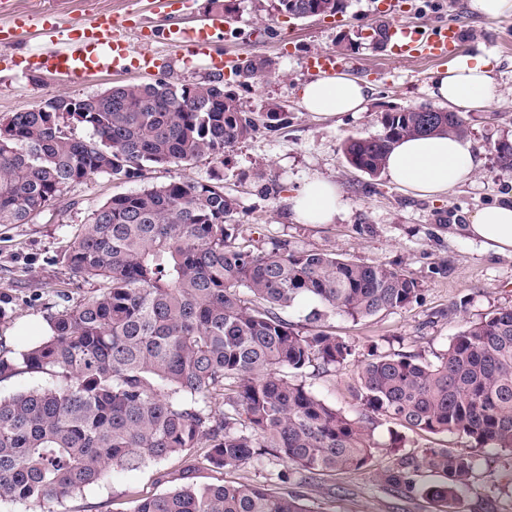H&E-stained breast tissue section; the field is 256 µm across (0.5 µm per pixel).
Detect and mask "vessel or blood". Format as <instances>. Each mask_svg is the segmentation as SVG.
<instances>
[{
	"mask_svg": "<svg viewBox=\"0 0 512 512\" xmlns=\"http://www.w3.org/2000/svg\"><path fill=\"white\" fill-rule=\"evenodd\" d=\"M232 18L213 19L211 24L174 27L169 31L172 45L209 61L212 69L230 68L213 47L216 28L232 27ZM144 30L135 17L109 14L87 20L76 18L59 23L49 17L15 15L12 0H0V44L9 45L31 36L43 37L45 48L27 59V70L48 71L77 80L94 72H122L133 67L150 69L156 64L153 53L133 52L132 37H143ZM399 55L422 56L433 61L447 60L459 40V27L444 23L433 28L396 27L391 31Z\"/></svg>",
	"mask_w": 512,
	"mask_h": 512,
	"instance_id": "vessel-or-blood-1",
	"label": "vessel or blood"
}]
</instances>
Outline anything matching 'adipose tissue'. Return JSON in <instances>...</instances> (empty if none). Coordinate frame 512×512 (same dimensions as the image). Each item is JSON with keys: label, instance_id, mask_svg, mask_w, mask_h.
<instances>
[{"label": "adipose tissue", "instance_id": "1", "mask_svg": "<svg viewBox=\"0 0 512 512\" xmlns=\"http://www.w3.org/2000/svg\"><path fill=\"white\" fill-rule=\"evenodd\" d=\"M495 59L487 53H469L438 73L433 96L448 109L481 112L499 99L492 72ZM370 96L366 82L339 71L303 84L299 104L320 115L361 112ZM480 161L469 140L454 136L411 137L396 143L383 172L394 184L419 196H438L470 180ZM292 211L304 224L333 223L345 208L336 183L308 180L291 200ZM468 235L501 253H512V202L487 206L472 214Z\"/></svg>", "mask_w": 512, "mask_h": 512}]
</instances>
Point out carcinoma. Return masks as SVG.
<instances>
[{
	"label": "carcinoma",
	"mask_w": 512,
	"mask_h": 512,
	"mask_svg": "<svg viewBox=\"0 0 512 512\" xmlns=\"http://www.w3.org/2000/svg\"><path fill=\"white\" fill-rule=\"evenodd\" d=\"M279 13L336 14L343 0H276ZM273 63L244 60L242 75L265 78ZM76 112H14L0 121V225L26 224L74 183L114 181L144 168L189 164L276 130L270 107L258 123L221 78L113 86L101 97L56 95ZM70 118L91 131L78 138ZM383 132L344 145L349 164L378 175L395 142L422 133L467 132L461 112H386ZM237 201L212 182L174 180L112 196L64 254L90 297L47 308L52 334L12 346L0 341V380L45 378L0 396V503L33 512L135 469L203 449L215 469L237 471L270 456L283 463L276 492L253 481L192 482L142 498L135 512H312L308 481L373 466L377 417L417 434H446L469 448L512 456V308L469 321L435 363L377 356L358 371L360 411L349 415L289 374L341 367L353 355L324 328L329 314L353 319L403 308L418 295L408 272L327 250L292 251L240 241L229 223ZM300 300L306 325L281 311ZM376 471L388 494L416 491L455 512L477 457L448 447L404 451ZM436 481L421 484V478Z\"/></svg>",
	"instance_id": "obj_1"
}]
</instances>
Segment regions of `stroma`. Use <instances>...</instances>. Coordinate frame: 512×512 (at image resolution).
Listing matches in <instances>:
<instances>
[{
	"label": "stroma",
	"mask_w": 512,
	"mask_h": 512,
	"mask_svg": "<svg viewBox=\"0 0 512 512\" xmlns=\"http://www.w3.org/2000/svg\"><path fill=\"white\" fill-rule=\"evenodd\" d=\"M233 31L216 32L215 49L226 56H265L275 75L248 79L227 75L228 88L246 111L265 112L278 105L286 116L282 129L263 131L228 149L223 163L200 158L191 164L150 167L126 182L98 175L70 186L52 207L27 224L0 225V300L11 316L0 322V339L16 345L28 340L33 318L55 303L58 290L71 302L90 296L91 281L74 282L62 257L74 234L91 214L117 194L137 192L173 180L221 178L224 192L238 203L232 223L259 230L265 241L289 249H327L368 265H386L412 274L420 285L417 299L403 309L358 320L342 314L324 324L346 338L355 354L347 366L324 372L306 370L302 381L327 402L354 413L351 389L357 364L370 355L412 354L435 361L465 326L498 308L512 307V254L498 253L470 239L465 230L478 209L512 201V170L501 168L498 149L512 144V16L488 19L471 11L469 0H402L394 26H434L455 21L461 41L454 55L489 52L496 59L494 75L499 100L485 112L469 113L467 138L482 158L471 181L436 197H420L391 183L385 175L370 176L350 166L343 154L352 137L382 132L381 116L422 105H434L433 81L441 62L398 55L393 45L373 46L358 31L378 20L380 0H344L341 13L293 19L277 13L274 0H233ZM17 10L51 12L61 19L89 18L100 12L116 16L139 10L146 26L160 16L144 0H14ZM135 50L158 57L155 68L126 73L102 72L71 81L49 72L20 67L0 71V119L36 107L58 94L84 97L130 82L193 84L213 78L205 61L184 59L165 40L134 41ZM320 51L346 62V72L371 86L368 109L338 116L304 111L299 86L315 78L306 60ZM265 171L278 186L266 194L256 179ZM334 181L348 204L331 224L296 220L289 198L308 179ZM479 467L473 490L464 498L467 512H476L482 497L496 498L498 512H512V457L498 451H477ZM182 463L172 459L136 470L117 471L104 483L55 504V512H134L139 498L182 486ZM312 512H440L425 496L396 499L378 485L374 468L336 476H320L307 489Z\"/></svg>",
	"instance_id": "35a3bbf8"
}]
</instances>
